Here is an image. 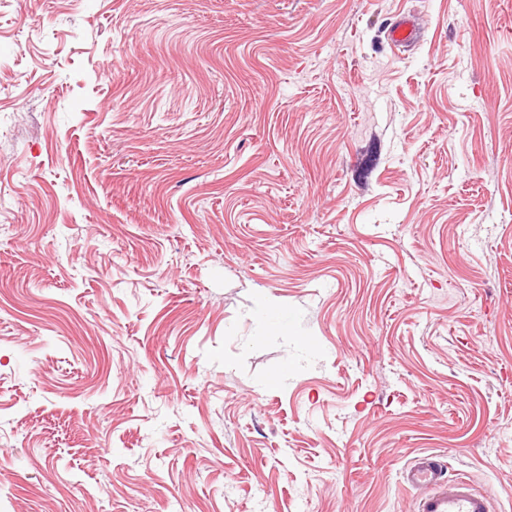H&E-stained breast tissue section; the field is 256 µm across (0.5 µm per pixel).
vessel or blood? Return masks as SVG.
<instances>
[{"label": "vessel or blood", "instance_id": "vessel-or-blood-1", "mask_svg": "<svg viewBox=\"0 0 512 512\" xmlns=\"http://www.w3.org/2000/svg\"><path fill=\"white\" fill-rule=\"evenodd\" d=\"M402 483L417 493L414 512H494L486 493L470 482L448 479L435 453L416 456L403 469Z\"/></svg>", "mask_w": 512, "mask_h": 512}]
</instances>
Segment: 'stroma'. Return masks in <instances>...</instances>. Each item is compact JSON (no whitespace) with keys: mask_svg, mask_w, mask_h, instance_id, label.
<instances>
[{"mask_svg":"<svg viewBox=\"0 0 512 512\" xmlns=\"http://www.w3.org/2000/svg\"><path fill=\"white\" fill-rule=\"evenodd\" d=\"M424 452L512 512V0H0L9 512H413Z\"/></svg>","mask_w":512,"mask_h":512,"instance_id":"1","label":"stroma"}]
</instances>
